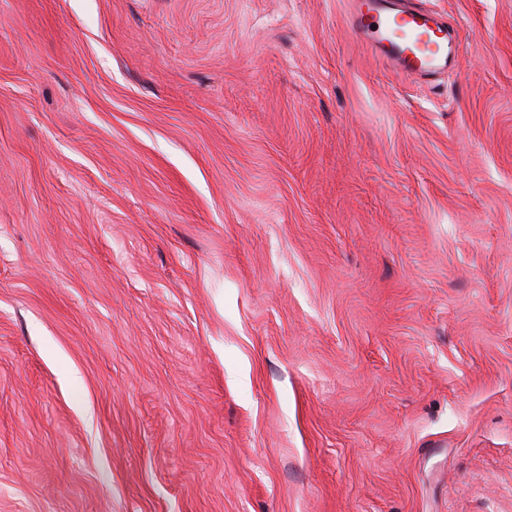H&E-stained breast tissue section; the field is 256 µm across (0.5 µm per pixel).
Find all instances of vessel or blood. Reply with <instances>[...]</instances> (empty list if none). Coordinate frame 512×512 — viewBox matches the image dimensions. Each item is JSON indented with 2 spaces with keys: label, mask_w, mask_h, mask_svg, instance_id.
I'll use <instances>...</instances> for the list:
<instances>
[{
  "label": "vessel or blood",
  "mask_w": 512,
  "mask_h": 512,
  "mask_svg": "<svg viewBox=\"0 0 512 512\" xmlns=\"http://www.w3.org/2000/svg\"><path fill=\"white\" fill-rule=\"evenodd\" d=\"M349 27L375 57L410 77L455 62L451 26L412 0H354Z\"/></svg>",
  "instance_id": "b4317fda"
}]
</instances>
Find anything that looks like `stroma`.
<instances>
[{
  "instance_id": "obj_1",
  "label": "stroma",
  "mask_w": 512,
  "mask_h": 512,
  "mask_svg": "<svg viewBox=\"0 0 512 512\" xmlns=\"http://www.w3.org/2000/svg\"><path fill=\"white\" fill-rule=\"evenodd\" d=\"M0 0V512H512V0ZM349 27L375 57L406 76L425 77L456 62L452 27L411 1H353Z\"/></svg>"
}]
</instances>
